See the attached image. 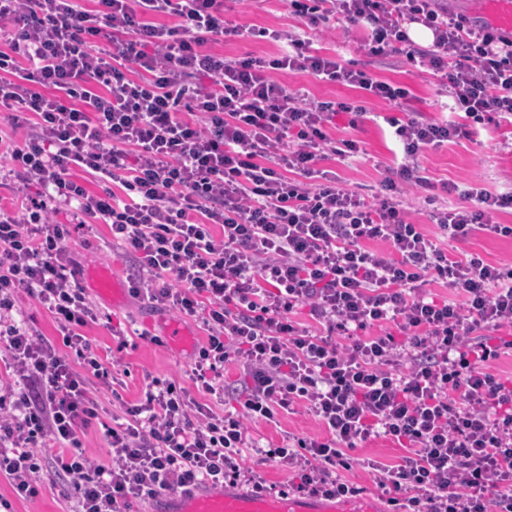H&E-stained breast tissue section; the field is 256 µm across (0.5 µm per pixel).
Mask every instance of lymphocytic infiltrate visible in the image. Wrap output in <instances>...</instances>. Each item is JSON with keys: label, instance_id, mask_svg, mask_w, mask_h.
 I'll return each instance as SVG.
<instances>
[{"label": "lymphocytic infiltrate", "instance_id": "obj_1", "mask_svg": "<svg viewBox=\"0 0 512 512\" xmlns=\"http://www.w3.org/2000/svg\"><path fill=\"white\" fill-rule=\"evenodd\" d=\"M308 25L335 22L373 56L397 53L433 71L462 121L388 117L400 158L378 193L317 181L340 112L363 105L318 101L278 79L305 72L402 107L404 86L312 50L297 32L227 26L224 0H0V179L22 192L0 208V474L15 494L39 493L44 469L79 492L74 512H129L132 501L245 486L268 494L243 452L289 472L282 494L360 495L345 479L351 449L387 438L407 453L369 462L389 512H512V381L484 368L498 346L474 331L512 327V264L480 253L458 259L445 241L481 230L512 239L496 213L512 191L472 184L435 209L431 238L403 197L428 188L420 154L473 126L512 123V35L475 26L446 0H288ZM433 32L412 43L406 24ZM278 45L269 57L227 58L211 42L240 33ZM87 174L100 190L78 179ZM70 210L73 224L56 214ZM105 224L139 263L132 294L208 332L192 371L236 410L216 413L185 388L152 378L121 421L104 426L101 465L81 435L98 417L90 378L109 371L82 329L96 321L77 281L72 225ZM439 281L464 304L431 297ZM44 307L61 342L19 319V293ZM307 307L311 326L292 315ZM395 325L397 333L387 332ZM244 361L227 393L224 367ZM303 408L325 430L285 446L255 444L249 423ZM60 452L44 465L43 450Z\"/></svg>", "mask_w": 512, "mask_h": 512}]
</instances>
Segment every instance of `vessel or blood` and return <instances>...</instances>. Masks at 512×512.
I'll return each instance as SVG.
<instances>
[{
    "label": "vessel or blood",
    "mask_w": 512,
    "mask_h": 512,
    "mask_svg": "<svg viewBox=\"0 0 512 512\" xmlns=\"http://www.w3.org/2000/svg\"><path fill=\"white\" fill-rule=\"evenodd\" d=\"M479 22L512 32V0H482ZM90 282L100 294L121 299L123 285L104 269L93 271ZM150 512H375L364 497L333 500H302L292 496L256 497L246 491L213 488L193 495L157 497Z\"/></svg>",
    "instance_id": "vessel-or-blood-1"
}]
</instances>
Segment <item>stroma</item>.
Instances as JSON below:
<instances>
[{
	"label": "stroma",
	"mask_w": 512,
	"mask_h": 512,
	"mask_svg": "<svg viewBox=\"0 0 512 512\" xmlns=\"http://www.w3.org/2000/svg\"><path fill=\"white\" fill-rule=\"evenodd\" d=\"M224 17L234 25L291 30L309 39L311 46L322 52L337 54L354 68L365 70L372 77L405 84L411 99L404 105L407 113L423 118L446 121L452 112L441 107L439 80L425 68L408 65L402 55L374 57L354 38L344 37L342 30L321 31L307 27L292 15L286 0H226ZM369 112L359 129H350L346 115L336 118L332 134L338 138L361 140L363 154L347 159H331L322 163V170L335 174L347 188L364 193L378 192L385 176L384 167L392 161L394 143L387 124H376L374 115L391 113V106L380 99L365 100ZM419 163L430 180L429 189L408 195L406 202L417 222L434 231L429 214L443 205L457 203V194L447 193L450 185L475 183L493 192L512 188V124L481 128L473 139L460 138L437 149H429ZM74 259L81 271L103 267L122 282H129L137 268V260L123 248L109 241L106 225L97 224L88 232L75 235L71 242ZM98 318L83 333L105 366H116L118 385L108 388L94 384L92 393L99 407V423L89 427L83 437L86 448L99 460H107V449L101 425L111 422L119 407L114 395L134 403L141 399L148 377L173 379L186 388H193L192 370L195 353L205 341L206 333L200 319L180 320L190 336L189 347L173 344L166 328L176 320L174 313L158 306L140 303L126 296L119 304L91 295ZM314 419L305 411L282 414L276 422H260L251 427L252 436L260 443L278 442L286 436L310 437L319 434ZM78 493L61 477L53 476L40 486L39 495L31 500L15 498L7 479L0 478V499L9 500L10 512H72Z\"/></svg>",
	"instance_id": "35a3bbf8"
}]
</instances>
